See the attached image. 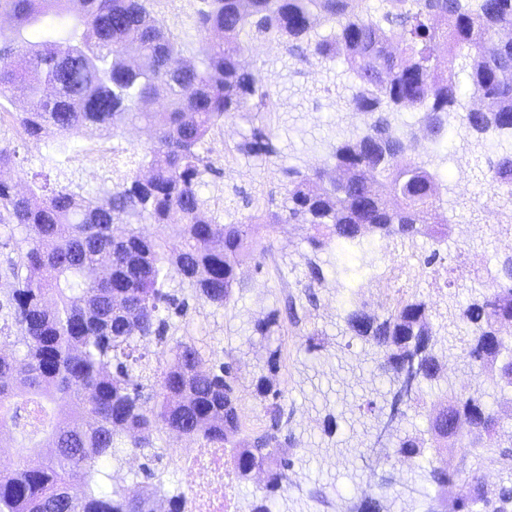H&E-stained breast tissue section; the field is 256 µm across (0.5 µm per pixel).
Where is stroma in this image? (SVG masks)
I'll list each match as a JSON object with an SVG mask.
<instances>
[{
	"label": "stroma",
	"mask_w": 512,
	"mask_h": 512,
	"mask_svg": "<svg viewBox=\"0 0 512 512\" xmlns=\"http://www.w3.org/2000/svg\"><path fill=\"white\" fill-rule=\"evenodd\" d=\"M199 0H151L150 8L164 20L183 41H196L194 13ZM247 66L267 71L271 90L283 100L281 112L272 114L270 128L279 156L257 160L239 155L225 156L224 134L232 132L234 139L248 134L252 120L237 117L226 121L224 129L216 130L211 139L214 173L206 174L203 192L210 197L215 211L224 209L225 198L235 192L254 197L261 189L278 186L284 180L283 168L295 166L307 172L330 163L326 143L336 126L337 97L351 95L355 80L342 61L327 66L309 64L297 58H285L283 51L264 56L259 45H252L243 55ZM151 142V133L145 127L126 129L121 136L105 138L82 132L70 135L50 134L45 141H23L8 124L0 125V146L15 148L18 159L4 176L13 184L23 187L32 182L71 187L87 197H103L112 186L113 161H127L131 155H143ZM437 179L454 186L458 195L479 199L486 210L488 224L478 236L480 245L468 251L471 263L496 273L498 262L512 251V242L497 235L493 227L497 222L496 204L499 189L488 183H479L463 174L457 163L433 166ZM447 220L454 227L449 243L433 245L420 237L414 242V254L439 248L444 257V268L429 273L420 280L417 291L426 300L433 314H445L448 305L464 306L478 298L479 285L460 280L449 283L446 270L456 266L460 249H465L471 215L469 211L447 212ZM253 259L242 266L241 283L233 290V300L224 309L192 302L186 317L177 319L181 332L194 336L204 351L216 359L231 358L237 381L240 407L251 428L266 425L269 417L255 396V383L267 371L268 352L280 349L283 369L279 380L285 381L288 394L283 408L288 417L286 432L292 446L288 453L294 460V474L287 491L279 499L280 512H336L337 500L357 499V481L369 479L368 495L391 497L397 490L396 476L404 467H411L417 475V491L410 508L412 512H426L436 493L428 477L426 459L416 458L409 463L380 460L373 448H361L353 453L349 468H333L312 455V448L321 443H337L348 435L345 422H338L332 434H325L322 421L326 415L323 399L342 401L344 392L331 375L308 371L312 357L302 346L307 335H324L325 354L342 352L352 357L361 350L358 338L344 333L339 314L343 290L334 280H327L319 292L317 304H309L300 292V281L307 273V262L312 256L305 240L304 230L296 224L261 226L254 233ZM404 251L389 253L385 260L371 263L354 260L351 280L362 285V298L368 308H375V295L386 293L387 281L381 276L385 266L403 261ZM293 297L298 318L283 321L281 329L261 339L252 332L254 319L264 317L273 310H283L286 297Z\"/></svg>",
	"instance_id": "stroma-1"
}]
</instances>
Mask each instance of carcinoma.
<instances>
[{
    "label": "carcinoma",
    "mask_w": 512,
    "mask_h": 512,
    "mask_svg": "<svg viewBox=\"0 0 512 512\" xmlns=\"http://www.w3.org/2000/svg\"><path fill=\"white\" fill-rule=\"evenodd\" d=\"M0 0V12L14 20L0 38V111L24 139L41 141L86 130L117 136L145 124L155 136L145 153L151 177L133 164L102 200L69 187L20 193L0 181V227L14 243V256L0 278L15 288L0 312L21 329L10 352L0 349V424L14 429L19 461L0 472V512H153L155 488L127 487L116 475L99 485L102 467L119 461L127 448L162 461L161 435L178 432L205 448H237L234 467L243 477L257 468L266 482L251 512H273L291 483L294 463L281 440L287 389L272 380L281 350L269 352L270 375L257 380L256 395L271 424L244 433L233 363L212 359L191 336H170L163 311L184 315L188 300L168 290L177 276L189 296L226 308L240 282L241 255L252 249L261 224H301L313 254L336 247L330 274L348 278L344 256L381 240L393 250L418 236L436 243L451 239L452 225L437 221L448 204L426 158L452 137L472 156L471 178L512 186V150L500 138L512 136V0H201L196 46L180 41L148 8L149 0ZM329 28L321 35L318 29ZM275 41L290 56L327 64L342 59L356 84L347 100L353 121L336 126L330 144L334 164L346 173L338 182L320 169H283L288 178L281 199L268 193L242 223L224 224L203 195L202 175L214 172L208 139L224 121L251 112H277L279 99L268 77L246 67L245 40ZM467 72L472 94L488 98L494 111L466 107L456 73L443 66L441 50ZM27 69L8 63L17 51ZM164 93L163 112L142 103ZM20 95L30 107L5 111ZM420 114L419 126L436 118L434 130L415 143L400 124L401 111ZM272 133L252 128L234 151L255 158L278 155ZM156 224L165 233L143 235L138 225ZM442 260L440 250L417 257L408 287ZM326 281L321 262L308 260L301 284L317 301ZM343 310L345 332L362 348L356 370L375 363L389 388L376 390L385 403L397 386L412 382L399 423L426 404L424 387L444 377L459 356L470 369L502 388L508 365L491 350L512 325V254L500 261L482 299L448 308L439 336L430 307L416 294L401 293L382 314L370 313L352 291ZM280 328L278 312L254 324L266 337ZM166 347L170 362L154 366L147 347ZM488 393L456 390L451 383L431 402V442L395 428L399 460L434 448L429 477L456 500L455 512H512V483L491 489L482 476V457L495 453L512 476V435L502 439ZM345 403L324 419L332 432L336 417L350 421ZM385 413L349 426L347 442L370 436ZM487 422L485 439H471L469 426ZM80 482V492L72 485ZM347 512H390L385 500L365 497Z\"/></svg>",
    "instance_id": "1"
}]
</instances>
